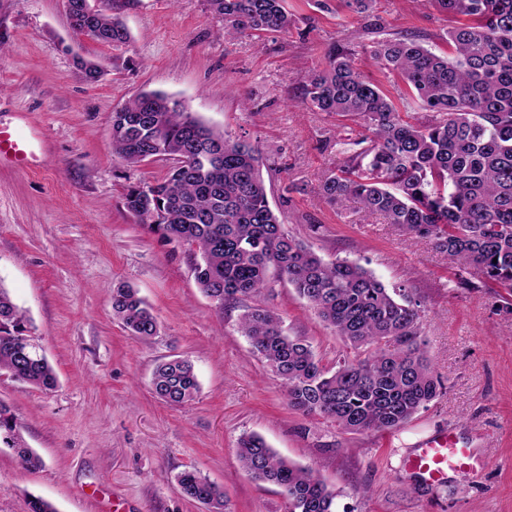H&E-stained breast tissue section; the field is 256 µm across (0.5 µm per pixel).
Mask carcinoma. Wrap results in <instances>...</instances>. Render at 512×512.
<instances>
[{
    "label": "carcinoma",
    "instance_id": "obj_1",
    "mask_svg": "<svg viewBox=\"0 0 512 512\" xmlns=\"http://www.w3.org/2000/svg\"><path fill=\"white\" fill-rule=\"evenodd\" d=\"M87 0H66L74 31L103 44L130 34L108 0L90 13ZM224 17V36L288 33L295 20L283 0H208ZM456 19L449 53L396 36L369 51L385 73L400 78L433 115L413 122L356 67L353 53L330 47L320 69L301 81L302 101L317 112L361 120L359 152L322 177L327 204L349 201L428 238L469 273L512 297V0H430ZM112 153L128 166L170 160L165 176L127 189L126 210L149 232L175 239L193 256L202 292L219 305L254 296L269 270L292 286L317 316L356 351L330 370L307 340L290 336L274 312L252 306L239 329L285 388L288 406L330 419L342 430H394L434 400L441 383L420 338V304L405 288L386 287L348 259L325 260L289 235L269 205L261 156L178 107L161 92H141L112 113ZM112 310L131 335L149 339L159 323L138 291L112 289ZM29 321L0 285V371L44 390L57 377L28 336ZM155 395L183 405L200 391L191 361L176 356L153 372ZM0 445L22 466L42 459L17 433L0 402ZM238 459L253 479L274 484L287 512H336V494L314 470L290 463L256 434L238 441ZM184 495L226 512L224 492L193 470L177 477Z\"/></svg>",
    "mask_w": 512,
    "mask_h": 512
}]
</instances>
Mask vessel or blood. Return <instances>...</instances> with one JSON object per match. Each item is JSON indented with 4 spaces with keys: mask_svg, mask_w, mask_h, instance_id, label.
Wrapping results in <instances>:
<instances>
[{
    "mask_svg": "<svg viewBox=\"0 0 512 512\" xmlns=\"http://www.w3.org/2000/svg\"><path fill=\"white\" fill-rule=\"evenodd\" d=\"M36 159V138L25 126L18 125L10 131L0 129V164L6 162L26 168ZM474 460L471 448L457 440L453 433L444 432L412 449L405 465L421 483L438 484L445 481L449 473L469 467Z\"/></svg>",
    "mask_w": 512,
    "mask_h": 512,
    "instance_id": "b4317fda",
    "label": "vessel or blood"
}]
</instances>
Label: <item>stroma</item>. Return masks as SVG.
<instances>
[{
    "instance_id": "35a3bbf8",
    "label": "stroma",
    "mask_w": 512,
    "mask_h": 512,
    "mask_svg": "<svg viewBox=\"0 0 512 512\" xmlns=\"http://www.w3.org/2000/svg\"><path fill=\"white\" fill-rule=\"evenodd\" d=\"M112 3L130 33L117 47L75 34L64 0H0V125L23 120L45 149L35 170L0 166V285L25 311L57 376L41 390L0 373V401L43 460L26 469L0 447V512H30L34 497L57 512H206L182 494L185 470L219 486L228 512H286L278 486L242 469L246 434L315 470L336 493L337 512H512V313L490 283L456 268L428 239L357 205L321 202V177L354 153L363 129L301 103V75L339 44L399 111L427 121L421 101L368 50L410 35L447 55L451 19L429 0H376L368 25L343 0H327L324 10L285 0L297 29L228 40L206 0ZM90 62L100 70L93 80ZM142 91L171 95L215 130L258 146L270 206L288 234L413 293L444 384L437 398L388 433H349L289 408L280 380L238 329L247 307L278 314L326 367L349 345L274 275L260 294L218 307L198 288L187 248L126 211L127 186L169 168H132L112 154V114ZM121 285L149 303L158 336H131L113 315L112 290ZM174 356L191 360L200 383L181 406L162 402L151 385L156 365ZM446 430L480 464L419 483L405 457Z\"/></svg>"
}]
</instances>
